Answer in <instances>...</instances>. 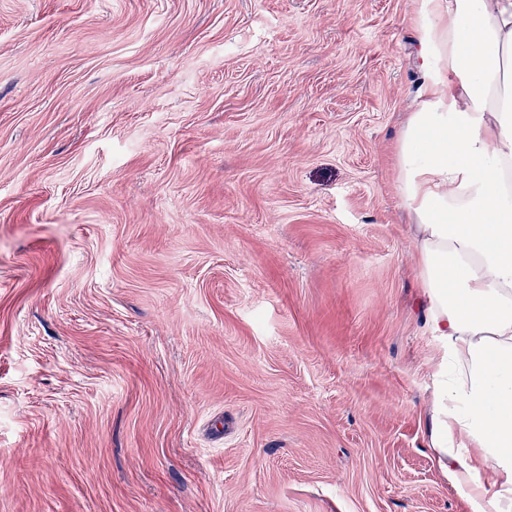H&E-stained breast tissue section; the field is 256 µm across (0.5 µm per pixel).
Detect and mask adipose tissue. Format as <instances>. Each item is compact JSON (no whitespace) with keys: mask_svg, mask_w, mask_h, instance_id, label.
I'll return each mask as SVG.
<instances>
[{"mask_svg":"<svg viewBox=\"0 0 512 512\" xmlns=\"http://www.w3.org/2000/svg\"><path fill=\"white\" fill-rule=\"evenodd\" d=\"M423 102L398 180L444 341L429 446L471 512H512V0H418Z\"/></svg>","mask_w":512,"mask_h":512,"instance_id":"obj_1","label":"adipose tissue"}]
</instances>
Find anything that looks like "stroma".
<instances>
[{
	"mask_svg": "<svg viewBox=\"0 0 512 512\" xmlns=\"http://www.w3.org/2000/svg\"><path fill=\"white\" fill-rule=\"evenodd\" d=\"M416 0H0V512H470L428 446Z\"/></svg>",
	"mask_w": 512,
	"mask_h": 512,
	"instance_id": "obj_1",
	"label": "stroma"
}]
</instances>
